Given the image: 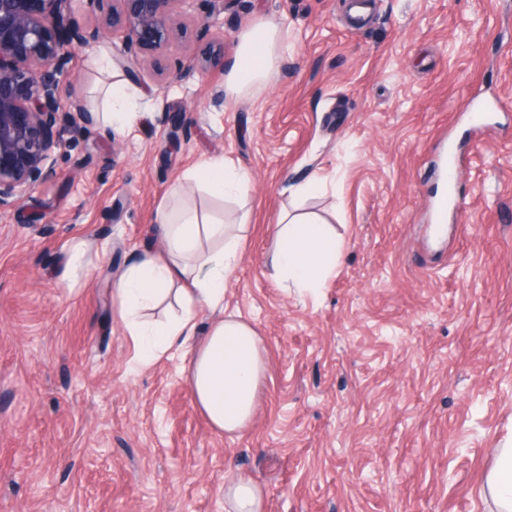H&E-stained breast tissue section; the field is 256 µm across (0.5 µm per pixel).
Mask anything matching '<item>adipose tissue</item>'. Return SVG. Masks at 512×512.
<instances>
[{"label":"adipose tissue","instance_id":"obj_1","mask_svg":"<svg viewBox=\"0 0 512 512\" xmlns=\"http://www.w3.org/2000/svg\"><path fill=\"white\" fill-rule=\"evenodd\" d=\"M279 27L267 21L245 28L233 64L224 79L226 92L238 97L275 77ZM193 180L221 199L245 191L251 182L246 168L224 158L201 160ZM161 251H147L117 280L113 298L129 335L146 356L173 353L183 361L182 374L195 406L211 427L229 436L250 424L259 387L266 373V347L253 324L224 314V288L241 260L243 225L223 224L188 203L161 207ZM341 241L326 224L306 213L282 212L277 220L270 266L289 287H321L336 273ZM168 305L159 321L144 312ZM214 310L204 336L196 334L198 310ZM499 512H512V448L498 449L483 479Z\"/></svg>","mask_w":512,"mask_h":512}]
</instances>
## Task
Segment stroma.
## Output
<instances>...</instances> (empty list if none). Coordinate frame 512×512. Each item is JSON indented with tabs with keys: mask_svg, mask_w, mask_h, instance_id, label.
Masks as SVG:
<instances>
[{
	"mask_svg": "<svg viewBox=\"0 0 512 512\" xmlns=\"http://www.w3.org/2000/svg\"><path fill=\"white\" fill-rule=\"evenodd\" d=\"M193 0L162 61L201 59L277 23L278 77L223 109L224 71L160 88L126 77L134 119L61 128L44 181L0 211V512H224L250 477L263 512H494L480 487L512 438V0ZM75 48L83 100L107 74ZM499 99L474 129L475 94ZM457 202L441 209L445 155ZM252 173L243 197L191 187L200 159ZM319 176L310 196L289 185ZM246 220L224 310L264 338L249 427L229 437L195 407L181 360L143 361L112 299L158 247L160 207ZM344 241L322 288H286L267 262L284 210ZM85 268L73 270L74 245Z\"/></svg>",
	"mask_w": 512,
	"mask_h": 512,
	"instance_id": "obj_1",
	"label": "stroma"
}]
</instances>
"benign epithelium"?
Segmentation results:
<instances>
[{
  "label": "benign epithelium",
  "instance_id": "obj_1",
  "mask_svg": "<svg viewBox=\"0 0 512 512\" xmlns=\"http://www.w3.org/2000/svg\"><path fill=\"white\" fill-rule=\"evenodd\" d=\"M73 2L0 0V209L22 204L43 181L60 127L69 126L77 137L95 125L75 87L61 85L73 48H92L117 35L116 60L133 75L183 32L191 0H86L95 22L84 28L72 20ZM222 67L219 46L187 72ZM64 97L70 112L61 110Z\"/></svg>",
  "mask_w": 512,
  "mask_h": 512
}]
</instances>
